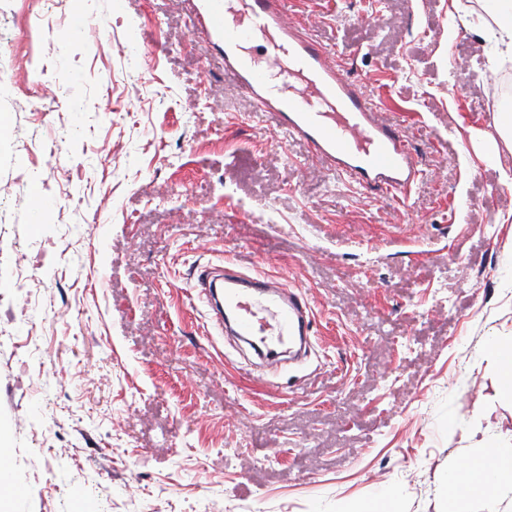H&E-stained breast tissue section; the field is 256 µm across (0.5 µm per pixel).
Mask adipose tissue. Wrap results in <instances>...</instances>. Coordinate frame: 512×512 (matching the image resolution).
<instances>
[{"label":"adipose tissue","instance_id":"ef3b65f1","mask_svg":"<svg viewBox=\"0 0 512 512\" xmlns=\"http://www.w3.org/2000/svg\"><path fill=\"white\" fill-rule=\"evenodd\" d=\"M490 19L489 29L497 53L512 55V0H481ZM454 482L444 483L448 512H468L477 498L492 501L502 486L512 485V452L487 449L465 460L455 470Z\"/></svg>","mask_w":512,"mask_h":512}]
</instances>
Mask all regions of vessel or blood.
<instances>
[{
    "instance_id": "b4317fda",
    "label": "vessel or blood",
    "mask_w": 512,
    "mask_h": 512,
    "mask_svg": "<svg viewBox=\"0 0 512 512\" xmlns=\"http://www.w3.org/2000/svg\"><path fill=\"white\" fill-rule=\"evenodd\" d=\"M200 5L224 44L226 74L275 127L305 141L333 174L399 200L408 197L423 171L407 135L381 120L361 85L339 76L327 51L295 29L287 0H200ZM258 31L266 36L273 65L304 76L305 93L271 87L267 71L245 48ZM217 277L224 283V308L234 314L236 335L258 337L266 359L275 358L277 345L309 329L311 310L303 295L277 278L243 273L229 260L223 268L201 272L202 290Z\"/></svg>"
}]
</instances>
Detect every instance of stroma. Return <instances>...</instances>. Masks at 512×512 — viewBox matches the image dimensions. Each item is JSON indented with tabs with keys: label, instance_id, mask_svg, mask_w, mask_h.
<instances>
[{
	"label": "stroma",
	"instance_id": "35a3bbf8",
	"mask_svg": "<svg viewBox=\"0 0 512 512\" xmlns=\"http://www.w3.org/2000/svg\"><path fill=\"white\" fill-rule=\"evenodd\" d=\"M0 0V438L14 512H349L512 450V148L478 0H290L399 124L406 202L284 139L191 0ZM99 21L75 35L71 18ZM66 86L59 103L28 93ZM302 290L313 350L271 374L198 276ZM499 365L494 385L503 401L512 403V339L500 341L493 345Z\"/></svg>",
	"mask_w": 512,
	"mask_h": 512
}]
</instances>
